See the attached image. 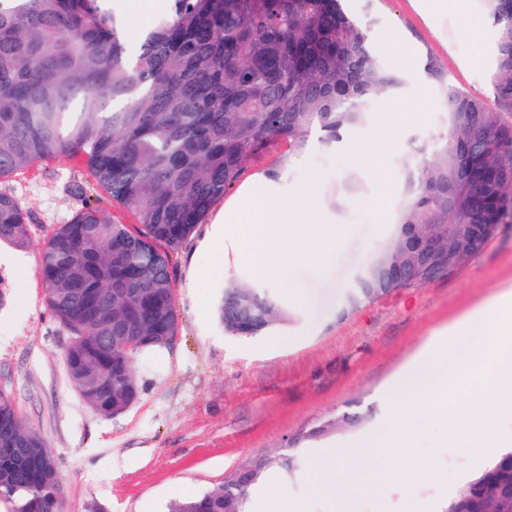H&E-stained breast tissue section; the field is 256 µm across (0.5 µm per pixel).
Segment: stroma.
<instances>
[{
    "label": "stroma",
    "mask_w": 512,
    "mask_h": 512,
    "mask_svg": "<svg viewBox=\"0 0 512 512\" xmlns=\"http://www.w3.org/2000/svg\"><path fill=\"white\" fill-rule=\"evenodd\" d=\"M344 8L367 28L379 60L403 73L407 84L395 96L376 98L369 121L350 130L345 142L311 147L280 177V193L289 194L307 170L316 171L325 219L344 225L345 233L329 271L296 265L276 289L290 313L288 323L276 327L279 345L263 335H229L216 314H203L193 283L210 226L198 225L173 256L175 337L137 358V401L120 415L100 414L69 381L72 334L45 303L39 259L53 232L82 206L68 186L83 184L93 199L101 191L85 168L67 161H46L0 180V190L18 199L32 225L26 247L0 246V284L9 294L0 309V395L44 438L57 466L60 512H167L185 492L223 482L250 459L288 446L300 465L279 474L272 493L301 500L304 512H409L421 499L456 494L483 470L468 450L439 443L433 429L420 444L433 449L444 482L396 486L380 481L354 443L380 416L378 397L392 376L434 331L512 283V224L502 225L448 278L399 288L352 310L346 292L391 231L404 167L441 121V102L422 74V61L435 56L454 85L490 96L495 30L481 0L430 17L415 0H345ZM396 108L423 119L403 124L381 170L372 171L352 157L348 144L368 139ZM351 177L359 191L333 204L332 188ZM383 180L392 192L379 214L369 203ZM328 445L345 446L346 467L361 473L369 490L345 489L331 498L312 491L310 452Z\"/></svg>",
    "instance_id": "1"
}]
</instances>
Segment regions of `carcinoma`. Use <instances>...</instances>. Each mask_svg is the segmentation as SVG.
Returning a JSON list of instances; mask_svg holds the SVG:
<instances>
[{"label":"carcinoma","instance_id":"cac0c4a2","mask_svg":"<svg viewBox=\"0 0 512 512\" xmlns=\"http://www.w3.org/2000/svg\"><path fill=\"white\" fill-rule=\"evenodd\" d=\"M496 27L493 101L450 83L439 60L422 71L443 119L405 168L404 198L373 269L404 259L405 230L418 224L444 247L461 224H512V0H483ZM405 76L372 54L367 32L342 0H169L132 54L110 0H0V180L48 159L81 164L130 228L99 200H85L42 249L47 306L73 333L70 382L104 415L133 392L135 358L118 337L146 336L140 352L176 334L172 257L206 221L245 165L281 148L266 170L279 178L312 139L332 147L364 125L379 94ZM28 212L0 192V244L25 246ZM384 280L348 289L352 306L388 294ZM263 315L260 330L288 309L253 284L224 289ZM260 472L288 474L297 459L268 455ZM234 476L169 512H247ZM60 486L44 439L0 395V499L12 512H58Z\"/></svg>","mask_w":512,"mask_h":512}]
</instances>
